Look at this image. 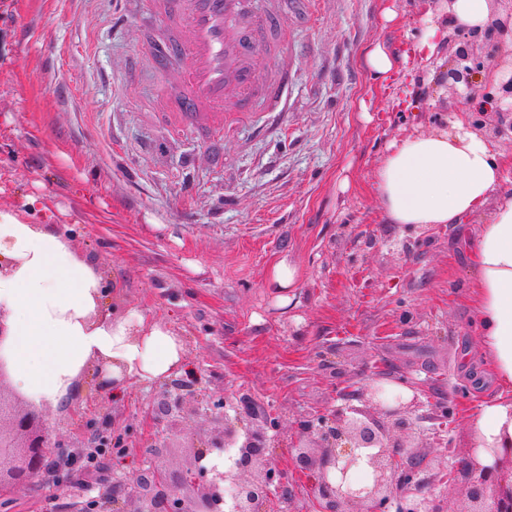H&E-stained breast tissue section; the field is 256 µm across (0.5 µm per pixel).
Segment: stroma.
<instances>
[{
	"label": "stroma",
	"mask_w": 512,
	"mask_h": 512,
	"mask_svg": "<svg viewBox=\"0 0 512 512\" xmlns=\"http://www.w3.org/2000/svg\"><path fill=\"white\" fill-rule=\"evenodd\" d=\"M292 22L299 72L288 109L258 112L223 136L175 130L159 111L163 78L133 51L111 0H10L0 16V209L47 225L102 275L113 315L138 312L172 329L196 373L193 395L248 396L279 421L274 459L286 473L270 512H313L291 466L304 421L343 407L378 373L445 403L420 420L427 443L415 490L441 500L437 463L470 446L466 415L499 389L479 355L471 249L484 212L421 229L385 223L374 189L389 144L448 124L463 102L417 53L424 0H310ZM394 6L398 19L380 14ZM384 41L400 60L382 83L363 63ZM298 271L270 285L274 264ZM163 382L83 388L78 416L47 406L51 431L84 447L106 423L127 445L97 469L11 493L8 512H72L159 458L194 464L216 426L192 413L158 421ZM444 447H432L434 427ZM165 441L152 453L155 441Z\"/></svg>",
	"instance_id": "35a3bbf8"
}]
</instances>
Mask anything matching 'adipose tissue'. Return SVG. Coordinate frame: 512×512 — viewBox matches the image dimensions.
Instances as JSON below:
<instances>
[{
    "mask_svg": "<svg viewBox=\"0 0 512 512\" xmlns=\"http://www.w3.org/2000/svg\"><path fill=\"white\" fill-rule=\"evenodd\" d=\"M489 0H453L448 13L427 11L423 47L433 50L448 22L485 26ZM505 160L488 140L454 117L445 128L391 144L374 187L392 224H453L487 210L471 262L472 304L481 324L480 351L499 395L470 419L475 463L492 465V449L512 444V195L493 201ZM102 277L79 260L69 243L41 224L0 209V311L16 388L65 406L69 388L88 362L107 379L152 383L183 365V342L143 316L115 317L105 308Z\"/></svg>",
    "mask_w": 512,
    "mask_h": 512,
    "instance_id": "obj_1",
    "label": "adipose tissue"
}]
</instances>
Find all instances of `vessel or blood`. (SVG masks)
<instances>
[{"instance_id":"vessel-or-blood-1","label":"vessel or blood","mask_w":512,"mask_h":512,"mask_svg":"<svg viewBox=\"0 0 512 512\" xmlns=\"http://www.w3.org/2000/svg\"><path fill=\"white\" fill-rule=\"evenodd\" d=\"M158 22L134 50L156 58L167 78L160 109L176 127L222 132L227 114L251 118L254 101L288 109L294 60L279 0H142Z\"/></svg>"}]
</instances>
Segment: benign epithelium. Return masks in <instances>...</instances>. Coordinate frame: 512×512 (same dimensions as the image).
<instances>
[{
  "label": "benign epithelium",
  "instance_id": "1",
  "mask_svg": "<svg viewBox=\"0 0 512 512\" xmlns=\"http://www.w3.org/2000/svg\"><path fill=\"white\" fill-rule=\"evenodd\" d=\"M484 31L448 38V67L441 81L469 100L480 119L471 128L492 126L494 133L512 132V0H490ZM484 36V50L475 51L476 38ZM7 327L0 316V508L7 509L4 487L17 491L44 481L49 473L51 449L66 448L43 423L42 409L29 399L5 393L11 371L3 350ZM382 375L357 390L361 405H347L323 414L305 425L292 458L296 470L312 482L317 512H389L399 500L398 512H420V503L406 494L423 463L419 428L410 417L415 400L383 396ZM190 375L167 385L153 408L159 420L185 413L184 392L193 390ZM193 414L218 425V432L198 446L197 459L215 449L231 448L230 467L208 470L200 465L178 474L157 466L120 477L112 494L102 493L76 507V512H269L273 490L281 487L283 471L271 458L272 432L277 421L247 396L228 405L198 400ZM92 448H112L124 453L122 442L103 429L91 439ZM478 449L471 447L454 478L464 488L448 489V496L429 512H512V447L494 451V463L481 471L471 465ZM361 468L369 479L361 485L350 474ZM232 489L225 500L224 490Z\"/></svg>",
  "mask_w": 512,
  "mask_h": 512
}]
</instances>
